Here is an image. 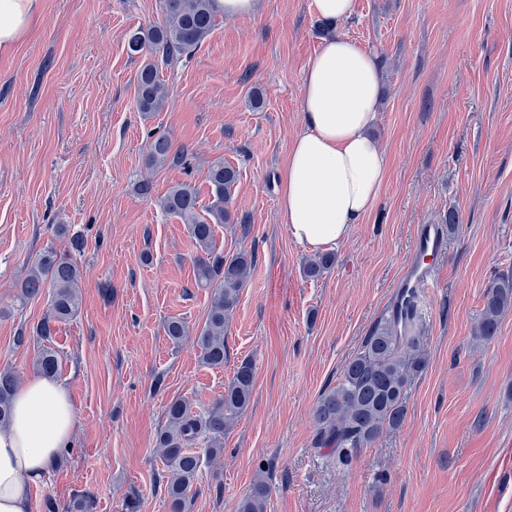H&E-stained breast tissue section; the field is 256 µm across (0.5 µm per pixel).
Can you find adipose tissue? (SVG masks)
I'll use <instances>...</instances> for the list:
<instances>
[{"instance_id": "obj_1", "label": "adipose tissue", "mask_w": 512, "mask_h": 512, "mask_svg": "<svg viewBox=\"0 0 512 512\" xmlns=\"http://www.w3.org/2000/svg\"><path fill=\"white\" fill-rule=\"evenodd\" d=\"M43 0H0V55L39 19ZM381 75L371 55L335 35L323 41L304 70V129L280 179L279 211L293 242L319 249L346 240L376 205L387 155L373 137ZM75 425L69 393L34 377L14 398L0 428V512H30L31 491L67 446Z\"/></svg>"}]
</instances>
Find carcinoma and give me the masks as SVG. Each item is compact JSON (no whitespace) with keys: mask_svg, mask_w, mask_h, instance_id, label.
<instances>
[{"mask_svg":"<svg viewBox=\"0 0 512 512\" xmlns=\"http://www.w3.org/2000/svg\"><path fill=\"white\" fill-rule=\"evenodd\" d=\"M162 19L148 28L129 34L130 57L147 55L137 73V109L145 115L160 112L169 99V88L160 77L163 66L189 61L215 28L212 0H161ZM151 167L185 164V151H173L164 136L148 141ZM239 179L238 171L214 161L207 172L209 203L200 200L199 189L179 182L158 198L160 208L188 225L197 250L194 258L196 287L210 293V308L203 327L196 334L202 362L212 368L224 367V325L235 310L245 288L255 256L246 250L224 252L215 246L217 224H238L242 234L250 225L231 210V199ZM334 256L323 253L309 259L305 278L317 280L333 265ZM83 269L68 253L49 244L39 253L20 286V298L31 299L47 290L48 311L35 328L37 338L48 341L54 325L73 318L81 304ZM512 311V276L496 278L484 294L482 314L474 326V337L490 342L499 333L502 319ZM169 340L180 344L189 335L186 323L173 319L166 323ZM421 322L400 324L385 319L365 337L359 351L345 364L336 387L324 392L313 410L314 445L347 458L364 448L386 430L401 428L406 418V390L411 376L423 371L426 359L419 353ZM35 370L53 378L59 370L55 351L45 346L35 360ZM255 368L243 360L234 368L224 394L210 408L195 413L183 397H175L165 407V424L156 447L168 472L169 512H185L189 494L201 468L217 463L224 455V431L230 428L250 404ZM19 377L0 370V426L10 420L12 401ZM270 485L257 477L240 505V512H265Z\"/></svg>","mask_w":512,"mask_h":512,"instance_id":"carcinoma-1","label":"carcinoma"}]
</instances>
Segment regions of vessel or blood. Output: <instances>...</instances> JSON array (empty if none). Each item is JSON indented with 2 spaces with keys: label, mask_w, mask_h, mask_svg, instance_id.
I'll return each mask as SVG.
<instances>
[{
  "label": "vessel or blood",
  "mask_w": 512,
  "mask_h": 512,
  "mask_svg": "<svg viewBox=\"0 0 512 512\" xmlns=\"http://www.w3.org/2000/svg\"><path fill=\"white\" fill-rule=\"evenodd\" d=\"M447 250L445 226L417 225L414 233L413 259L395 283V299L391 306L394 317H403L408 299L424 300L434 288H437L439 263L445 258Z\"/></svg>",
  "instance_id": "vessel-or-blood-1"
}]
</instances>
